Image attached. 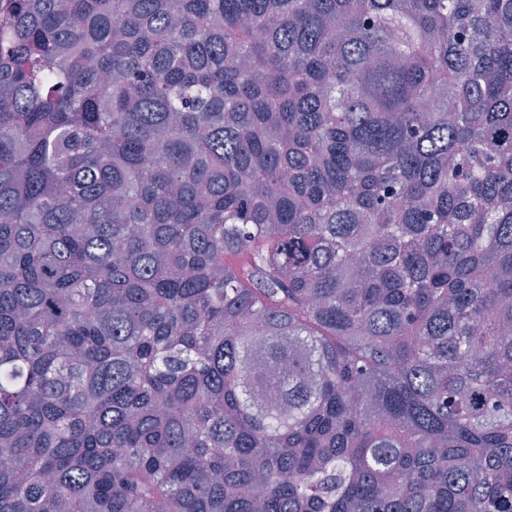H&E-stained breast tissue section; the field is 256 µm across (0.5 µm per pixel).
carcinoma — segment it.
Returning a JSON list of instances; mask_svg holds the SVG:
<instances>
[{"mask_svg":"<svg viewBox=\"0 0 512 512\" xmlns=\"http://www.w3.org/2000/svg\"><path fill=\"white\" fill-rule=\"evenodd\" d=\"M0 512H512V0H0Z\"/></svg>","mask_w":512,"mask_h":512,"instance_id":"1","label":"carcinoma"}]
</instances>
